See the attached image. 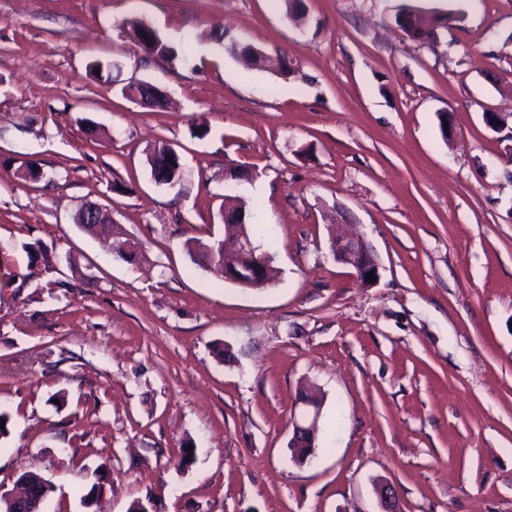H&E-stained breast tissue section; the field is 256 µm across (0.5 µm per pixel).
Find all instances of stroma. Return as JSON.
Listing matches in <instances>:
<instances>
[{
    "label": "stroma",
    "instance_id": "obj_1",
    "mask_svg": "<svg viewBox=\"0 0 512 512\" xmlns=\"http://www.w3.org/2000/svg\"><path fill=\"white\" fill-rule=\"evenodd\" d=\"M405 1L305 0L297 22L284 0H0V494L24 468L55 486L42 512H382L385 485L400 512H512V0H409L461 16L432 48L396 26ZM130 20L182 58L145 55ZM219 26L291 76L246 68ZM158 142L176 186L151 178ZM229 196L272 229L266 287L186 255ZM81 203L137 263L76 226ZM333 224L376 284L334 261ZM305 384L321 434L299 463ZM168 159H173L169 163ZM153 180L158 185H175L184 177V166L180 155L168 145H154L147 154ZM157 173L159 175H157ZM161 180V184L159 181ZM331 233L330 249L334 260L338 263L355 266L356 277L364 285H373L379 279V263L372 254L370 245L360 237L349 236L338 230ZM374 272L376 281L370 283L368 274Z\"/></svg>",
    "mask_w": 512,
    "mask_h": 512
}]
</instances>
